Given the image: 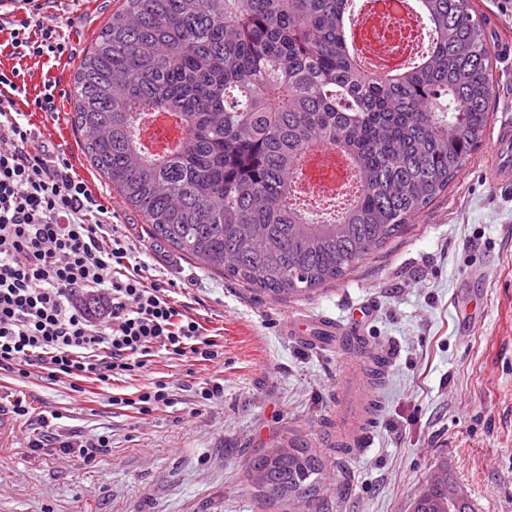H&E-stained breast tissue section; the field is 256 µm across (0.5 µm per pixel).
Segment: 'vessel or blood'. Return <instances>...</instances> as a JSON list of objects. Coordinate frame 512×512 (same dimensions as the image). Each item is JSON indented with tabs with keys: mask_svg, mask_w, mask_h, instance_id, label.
Instances as JSON below:
<instances>
[{
	"mask_svg": "<svg viewBox=\"0 0 512 512\" xmlns=\"http://www.w3.org/2000/svg\"><path fill=\"white\" fill-rule=\"evenodd\" d=\"M487 174L490 182H512V122H502L489 151ZM282 333L296 343L315 346L324 339H336L346 356L343 377L336 388V452L345 457L365 454L372 444L371 423L379 409L371 398L364 372V359L387 360L386 349L375 350L363 342L358 318L310 321L301 317L286 319Z\"/></svg>",
	"mask_w": 512,
	"mask_h": 512,
	"instance_id": "b4317fda",
	"label": "vessel or blood"
}]
</instances>
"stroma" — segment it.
<instances>
[{
    "label": "stroma",
    "mask_w": 512,
    "mask_h": 512,
    "mask_svg": "<svg viewBox=\"0 0 512 512\" xmlns=\"http://www.w3.org/2000/svg\"><path fill=\"white\" fill-rule=\"evenodd\" d=\"M123 0H76L70 41L75 61L12 57L2 45L0 72L26 73V100L45 75L71 88L78 60ZM491 44L512 40V0H474ZM498 89L480 147L447 193L343 279L306 296L277 300L208 273L183 255L156 264L178 300L205 320L224 345V361L155 358L145 378H165L174 406L141 418L67 382L0 374V401L24 394L36 415L16 420L0 441V512H411L429 475L447 466L473 512H512V184L494 185L486 157L512 118V59L494 64ZM71 98L42 134L62 145L75 172L100 191L112 221L138 248L149 226L125 204L82 152ZM365 308L362 333L393 360L381 381L382 407L366 456L340 458L327 439L336 429L334 393L340 353L282 336L288 316L345 317ZM218 382L223 397L196 409V391ZM55 413L53 433L88 442L109 436L95 461L56 448L35 454L38 414ZM296 440L325 469L313 505L270 507L253 486L248 462L262 448Z\"/></svg>",
    "instance_id": "35a3bbf8"
}]
</instances>
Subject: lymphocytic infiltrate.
Returning <instances> with one entry per match:
<instances>
[{"instance_id": "obj_1", "label": "lymphocytic infiltrate", "mask_w": 512, "mask_h": 512, "mask_svg": "<svg viewBox=\"0 0 512 512\" xmlns=\"http://www.w3.org/2000/svg\"><path fill=\"white\" fill-rule=\"evenodd\" d=\"M47 9L0 19L17 59H61L74 49ZM24 84L0 75V370L25 379L103 385L141 373L157 354L215 362L224 350L164 283H146L134 247L107 229L112 218L17 106ZM111 405L142 416L175 400L155 379Z\"/></svg>"}]
</instances>
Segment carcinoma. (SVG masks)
<instances>
[{
  "label": "carcinoma",
  "instance_id": "cac0c4a2",
  "mask_svg": "<svg viewBox=\"0 0 512 512\" xmlns=\"http://www.w3.org/2000/svg\"><path fill=\"white\" fill-rule=\"evenodd\" d=\"M347 0H124L74 76L82 149L151 237L274 299L357 268L448 191L489 124L492 54L473 0H419L418 60L385 79L349 47ZM165 112L174 150L136 114ZM353 201L304 210L299 183L332 163ZM271 502L316 500L320 456L290 440L249 462ZM431 476L413 512H471Z\"/></svg>",
  "mask_w": 512,
  "mask_h": 512
}]
</instances>
